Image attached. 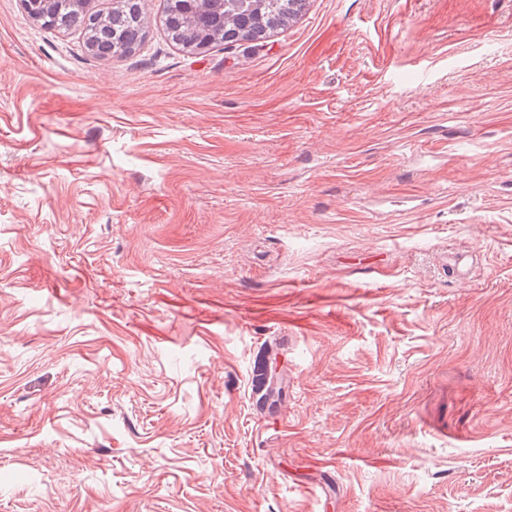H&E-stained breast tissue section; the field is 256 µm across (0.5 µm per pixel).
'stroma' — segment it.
<instances>
[{"mask_svg":"<svg viewBox=\"0 0 512 512\" xmlns=\"http://www.w3.org/2000/svg\"><path fill=\"white\" fill-rule=\"evenodd\" d=\"M144 4L0 0V512H512V0ZM56 3L40 20L43 25L79 29L84 35L87 47L109 41L115 51L135 50L144 36V12L141 0H116V5L106 12L95 10L84 0L80 8L68 1ZM187 1H167L165 25L174 41L195 50H205L219 39L225 42L260 39L275 26H286L303 7V4H295L294 0H276L273 9L262 11V18L257 16L249 29L236 31L235 15L238 12L226 9L215 12L209 5L197 4L193 12L183 15L189 8ZM190 18L195 20L192 27L188 24Z\"/></svg>","mask_w":512,"mask_h":512,"instance_id":"stroma-1","label":"stroma"}]
</instances>
